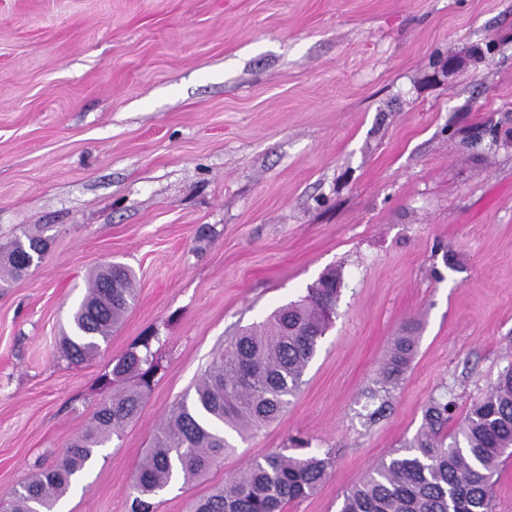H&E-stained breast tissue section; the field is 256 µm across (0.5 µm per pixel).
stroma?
I'll list each match as a JSON object with an SVG mask.
<instances>
[{
  "mask_svg": "<svg viewBox=\"0 0 512 512\" xmlns=\"http://www.w3.org/2000/svg\"><path fill=\"white\" fill-rule=\"evenodd\" d=\"M0 496L54 463L150 337L160 369L66 512H131L157 427L246 326L343 288L300 392L200 479L309 440L333 466L288 512L344 493L411 442L433 397L456 431L512 364V0H0ZM137 301L83 363L59 341L90 274ZM413 358L377 421L396 336ZM45 240L39 236H27L25 240L15 239L4 256L12 274L20 276L31 267L34 254H41Z\"/></svg>",
  "mask_w": 512,
  "mask_h": 512,
  "instance_id": "obj_1",
  "label": "stroma"
}]
</instances>
